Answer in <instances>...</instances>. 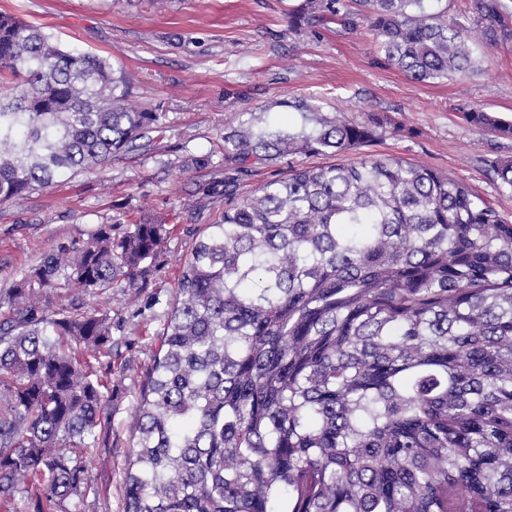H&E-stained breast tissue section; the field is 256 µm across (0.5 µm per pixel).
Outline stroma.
<instances>
[{
  "mask_svg": "<svg viewBox=\"0 0 512 512\" xmlns=\"http://www.w3.org/2000/svg\"><path fill=\"white\" fill-rule=\"evenodd\" d=\"M300 0H0V12L42 28L66 49L109 58L129 80L131 98L158 115L138 150L105 167L0 202V298L50 248L85 237L100 224L146 222L171 233L150 288L110 307L121 355L112 361V426L85 461L91 492L82 512H122L130 450L128 423L163 330L180 265L205 225L224 213V129L239 113L273 105L272 124H298L280 99L303 98L357 119L381 113L403 131L308 165L348 163L360 154L419 162L469 183L512 219V189L485 158L512 156V140L469 127L462 108L478 104L512 121V38L473 40L478 61L467 78L418 81L379 57L366 28L316 22L296 33L288 10ZM156 298L145 309L147 298Z\"/></svg>",
  "mask_w": 512,
  "mask_h": 512,
  "instance_id": "obj_1",
  "label": "stroma"
}]
</instances>
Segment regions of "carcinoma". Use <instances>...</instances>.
Here are the masks:
<instances>
[{
    "label": "carcinoma",
    "instance_id": "cac0c4a2",
    "mask_svg": "<svg viewBox=\"0 0 512 512\" xmlns=\"http://www.w3.org/2000/svg\"><path fill=\"white\" fill-rule=\"evenodd\" d=\"M441 0H302L313 19L367 24L419 81L475 71L468 20ZM482 41L512 35L500 0H472ZM0 201L138 147L157 117L109 59L65 50L0 14ZM300 112L270 125L274 108ZM464 121L512 140L478 107ZM402 126L305 99L242 112L224 131V215L185 257L130 422L124 512H512V221L429 166L335 155ZM512 188V156L485 160ZM170 229L99 224L24 272L0 318V500L70 512L82 452L112 417L110 309L78 296L148 287ZM288 163L289 159L287 158L281 160V162H278L277 164L257 168L253 175L244 182V189L251 188L252 186L277 176L283 177L287 175Z\"/></svg>",
    "mask_w": 512,
    "mask_h": 512
}]
</instances>
